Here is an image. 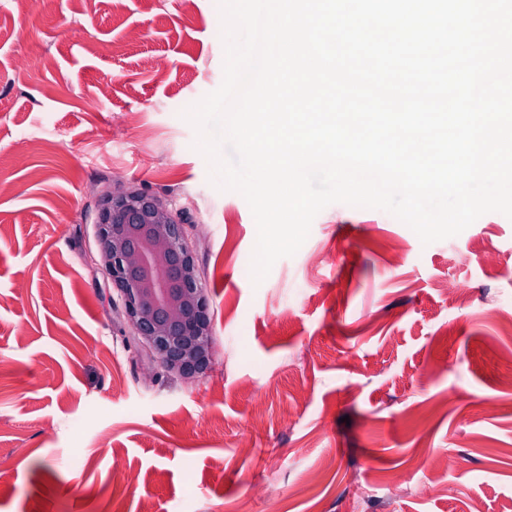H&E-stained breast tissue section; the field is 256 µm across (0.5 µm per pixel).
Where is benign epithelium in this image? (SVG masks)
<instances>
[{"label":"benign epithelium","mask_w":512,"mask_h":512,"mask_svg":"<svg viewBox=\"0 0 512 512\" xmlns=\"http://www.w3.org/2000/svg\"><path fill=\"white\" fill-rule=\"evenodd\" d=\"M98 260L122 300L134 339L164 371L194 382L213 363V327L186 225L170 204L112 186L98 200Z\"/></svg>","instance_id":"benign-epithelium-1"}]
</instances>
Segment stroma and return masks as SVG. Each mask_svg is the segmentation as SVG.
<instances>
[{
	"mask_svg": "<svg viewBox=\"0 0 512 512\" xmlns=\"http://www.w3.org/2000/svg\"><path fill=\"white\" fill-rule=\"evenodd\" d=\"M223 63L219 0H0V512H512V219L425 245L334 203L254 283L250 207L183 117ZM116 183L192 227L215 332L200 381L134 344L93 262ZM421 452L453 465L413 470Z\"/></svg>",
	"mask_w": 512,
	"mask_h": 512,
	"instance_id": "stroma-1",
	"label": "stroma"
}]
</instances>
